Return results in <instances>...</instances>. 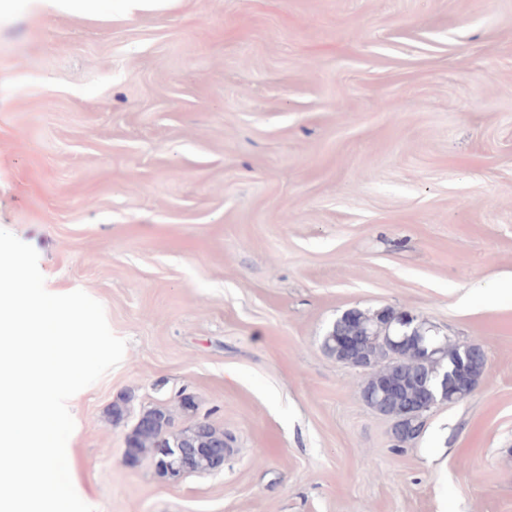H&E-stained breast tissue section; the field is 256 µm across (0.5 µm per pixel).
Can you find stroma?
<instances>
[{"label":"stroma","mask_w":512,"mask_h":512,"mask_svg":"<svg viewBox=\"0 0 512 512\" xmlns=\"http://www.w3.org/2000/svg\"><path fill=\"white\" fill-rule=\"evenodd\" d=\"M0 229L128 342L70 443L98 512H512V0L18 15ZM386 309L489 358L404 447L322 348ZM152 407L223 429V469L124 464Z\"/></svg>","instance_id":"obj_1"}]
</instances>
